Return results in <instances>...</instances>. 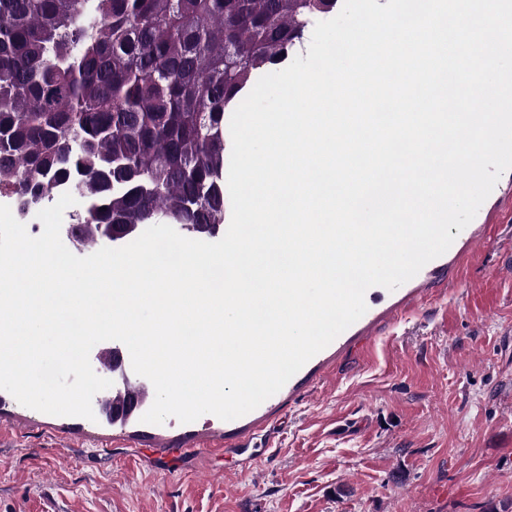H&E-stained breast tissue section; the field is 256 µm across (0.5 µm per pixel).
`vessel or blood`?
I'll list each match as a JSON object with an SVG mask.
<instances>
[{"instance_id":"vessel-or-blood-1","label":"vessel or blood","mask_w":512,"mask_h":512,"mask_svg":"<svg viewBox=\"0 0 512 512\" xmlns=\"http://www.w3.org/2000/svg\"><path fill=\"white\" fill-rule=\"evenodd\" d=\"M508 220H512V170L500 177L475 218L457 235L443 255L426 264L416 276L395 290L381 286L370 287L365 293L366 313L312 357L308 364L286 382L279 393L264 401V408L278 405L283 396L298 395L303 380L313 367L323 364L330 355L338 352L354 338L374 335L386 319L397 318L407 309L427 300L434 288L447 283L449 268L459 265L465 258L484 247L491 240L493 230ZM224 445L238 456L239 464L244 469L253 465L260 456L254 438L250 435H226Z\"/></svg>"}]
</instances>
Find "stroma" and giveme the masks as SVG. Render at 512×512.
<instances>
[{
  "label": "stroma",
  "mask_w": 512,
  "mask_h": 512,
  "mask_svg": "<svg viewBox=\"0 0 512 512\" xmlns=\"http://www.w3.org/2000/svg\"><path fill=\"white\" fill-rule=\"evenodd\" d=\"M512 223L448 291L383 325L371 359L331 363L271 412L272 447L226 477L212 415L168 418L169 445L136 419L107 436L0 407V512H512ZM487 284L474 293L471 282Z\"/></svg>",
  "instance_id": "obj_1"
}]
</instances>
